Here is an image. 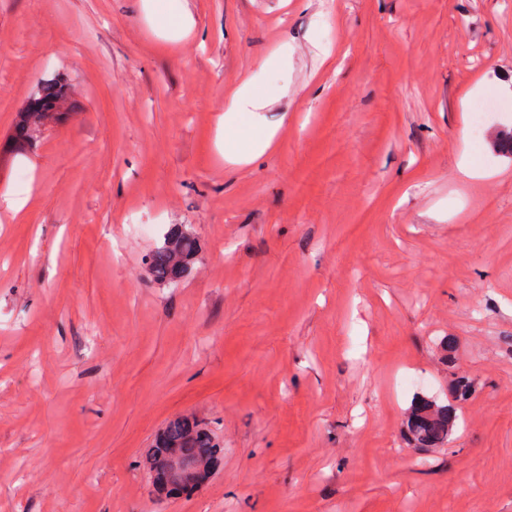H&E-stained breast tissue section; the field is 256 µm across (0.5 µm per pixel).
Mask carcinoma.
Here are the masks:
<instances>
[{
  "label": "carcinoma",
  "instance_id": "1",
  "mask_svg": "<svg viewBox=\"0 0 512 512\" xmlns=\"http://www.w3.org/2000/svg\"><path fill=\"white\" fill-rule=\"evenodd\" d=\"M19 118L20 144L25 145L36 140L45 125L56 116L50 112H22ZM198 253L196 237L187 230L174 228L148 255L149 274L158 283L172 285L183 277ZM475 385L474 379L457 376L448 388L451 403L442 406L426 398L415 400L406 415V434L415 447L438 448L451 442L458 425L454 403L470 399ZM173 449L184 458L208 467L218 465L220 460L221 446L213 431L196 417L183 415L168 421L154 439L144 461L146 476H151L160 458Z\"/></svg>",
  "mask_w": 512,
  "mask_h": 512
}]
</instances>
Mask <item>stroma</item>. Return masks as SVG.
<instances>
[{"mask_svg": "<svg viewBox=\"0 0 512 512\" xmlns=\"http://www.w3.org/2000/svg\"><path fill=\"white\" fill-rule=\"evenodd\" d=\"M178 5L181 39L145 0H0V512H512V0ZM248 78L275 136L236 163ZM177 225L199 257L154 282ZM456 374L452 442L411 447ZM186 413L224 458L156 496ZM263 96L261 88L252 79L243 83L230 94L220 120L223 132L236 131L242 141L239 145H224V156L231 162L250 161L263 154L271 145L274 131L260 130L255 110ZM246 121L252 133L242 124ZM228 154V155H226ZM30 106L32 112H20L19 114L21 120L18 131L22 140L17 142L21 145L29 144L36 140L45 125L57 117L52 115V112H39L42 110V98L32 99ZM171 450L180 452L186 459L210 467L218 465L221 446L213 431L204 422L192 415H183L168 421L154 439L152 448L146 454L144 461L145 474L159 496L165 495L167 497L191 491L184 489L176 493L163 494L160 491L163 486L157 481H151L152 470H154L160 458Z\"/></svg>", "mask_w": 512, "mask_h": 512, "instance_id": "1", "label": "stroma"}]
</instances>
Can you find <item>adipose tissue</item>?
<instances>
[{"label": "adipose tissue", "mask_w": 512, "mask_h": 512, "mask_svg": "<svg viewBox=\"0 0 512 512\" xmlns=\"http://www.w3.org/2000/svg\"><path fill=\"white\" fill-rule=\"evenodd\" d=\"M263 96L261 88L248 79L230 94L220 120L223 130L237 132L238 145H226L224 152L229 161H250L263 154L271 145L273 131L260 130L255 111Z\"/></svg>", "instance_id": "obj_1"}]
</instances>
